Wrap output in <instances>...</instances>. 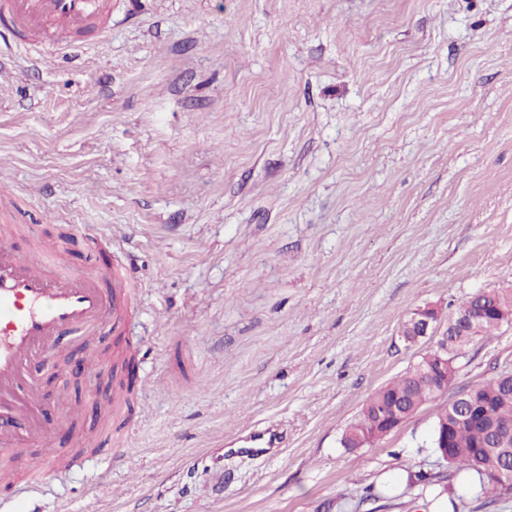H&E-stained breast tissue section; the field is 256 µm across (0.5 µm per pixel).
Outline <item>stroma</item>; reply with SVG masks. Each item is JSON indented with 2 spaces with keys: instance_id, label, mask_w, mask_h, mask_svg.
I'll use <instances>...</instances> for the list:
<instances>
[{
  "instance_id": "stroma-1",
  "label": "stroma",
  "mask_w": 512,
  "mask_h": 512,
  "mask_svg": "<svg viewBox=\"0 0 512 512\" xmlns=\"http://www.w3.org/2000/svg\"><path fill=\"white\" fill-rule=\"evenodd\" d=\"M75 56L0 39V176L13 242L66 237L65 264L105 269L80 224L123 243L140 288L114 361L130 404L48 364L42 418L79 406L104 448L0 488V512H426L449 477L438 403L359 449L365 400L431 350L401 327L512 288V0H111ZM512 371V326L475 340L446 394ZM285 437L243 452L254 428ZM425 474L405 481L404 473Z\"/></svg>"
}]
</instances>
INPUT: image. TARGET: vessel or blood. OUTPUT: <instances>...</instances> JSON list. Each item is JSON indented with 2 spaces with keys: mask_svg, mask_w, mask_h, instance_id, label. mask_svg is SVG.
I'll return each mask as SVG.
<instances>
[{
  "mask_svg": "<svg viewBox=\"0 0 512 512\" xmlns=\"http://www.w3.org/2000/svg\"><path fill=\"white\" fill-rule=\"evenodd\" d=\"M109 0H0V24L16 47L30 41L61 53L86 49L82 36L101 25ZM53 241L39 252H19L0 237V486L14 484L24 469L42 482L51 467L27 455L30 447H54L74 412L58 423L43 424L38 416L39 379L46 360L54 356L59 337L87 334L101 325L125 326L139 285L125 262L105 270L73 273L55 265Z\"/></svg>",
  "mask_w": 512,
  "mask_h": 512,
  "instance_id": "b4317fda",
  "label": "vessel or blood"
}]
</instances>
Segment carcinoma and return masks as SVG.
<instances>
[{
  "instance_id": "obj_1",
  "label": "carcinoma",
  "mask_w": 512,
  "mask_h": 512,
  "mask_svg": "<svg viewBox=\"0 0 512 512\" xmlns=\"http://www.w3.org/2000/svg\"><path fill=\"white\" fill-rule=\"evenodd\" d=\"M475 308L484 310L482 318L470 335L452 337L457 350L465 348L478 336L491 335L493 330L500 327L495 311L512 309V291L504 288L481 290L470 296L458 310ZM393 398L402 403L405 421L416 414L419 406L435 400L430 382L407 371L366 399L358 419L344 430L343 446H365L379 441L366 428L376 407ZM471 398L487 404L493 410L498 423L497 431H490L481 421H458L456 404L449 403L437 414L432 445H438L441 431L448 430L452 451L448 453L446 463L452 475L473 474L481 483L484 479H489V488L485 495L494 497L501 494V488L497 485L499 479L488 477L487 467L501 462L502 456L512 449V373H501L485 383L469 388L464 399Z\"/></svg>"
}]
</instances>
